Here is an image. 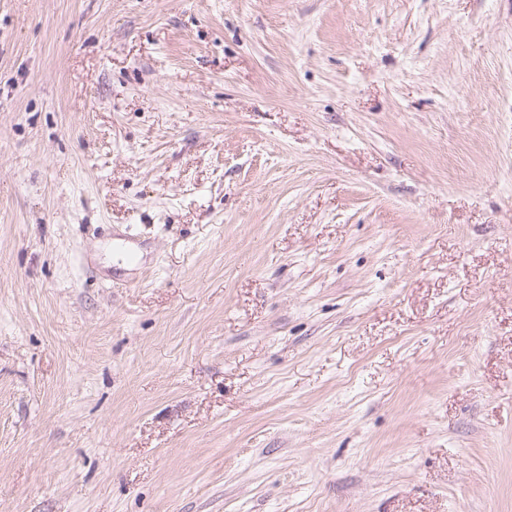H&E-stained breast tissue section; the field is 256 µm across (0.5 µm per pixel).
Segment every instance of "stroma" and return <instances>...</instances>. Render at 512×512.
Listing matches in <instances>:
<instances>
[{
  "label": "stroma",
  "instance_id": "1",
  "mask_svg": "<svg viewBox=\"0 0 512 512\" xmlns=\"http://www.w3.org/2000/svg\"><path fill=\"white\" fill-rule=\"evenodd\" d=\"M0 512H512V0H0Z\"/></svg>",
  "mask_w": 512,
  "mask_h": 512
}]
</instances>
